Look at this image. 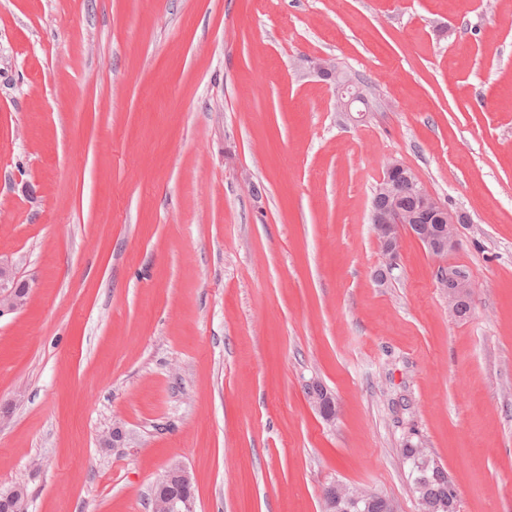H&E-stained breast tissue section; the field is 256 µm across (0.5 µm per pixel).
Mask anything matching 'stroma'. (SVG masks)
<instances>
[{"instance_id": "1", "label": "stroma", "mask_w": 512, "mask_h": 512, "mask_svg": "<svg viewBox=\"0 0 512 512\" xmlns=\"http://www.w3.org/2000/svg\"><path fill=\"white\" fill-rule=\"evenodd\" d=\"M394 159L466 222L381 286ZM0 260L28 512H148L178 464L196 512H323L335 482L419 512L408 441L458 512H512V0H0ZM29 299V287L17 279L12 268L0 261V318L23 309ZM459 270H465L457 267ZM453 265L442 267L437 273V285L441 290L448 292V307L458 316L465 315L464 310H458L463 303L470 305L473 284L468 275L459 272ZM467 273V272H466ZM458 310V311H457ZM457 311V312H456Z\"/></svg>"}]
</instances>
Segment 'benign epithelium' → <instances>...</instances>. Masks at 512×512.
<instances>
[{
    "label": "benign epithelium",
    "mask_w": 512,
    "mask_h": 512,
    "mask_svg": "<svg viewBox=\"0 0 512 512\" xmlns=\"http://www.w3.org/2000/svg\"><path fill=\"white\" fill-rule=\"evenodd\" d=\"M307 67L320 76L331 78L336 67L320 57L304 59ZM401 183L409 185L417 197V206L406 210L390 203L383 209H373L372 224L383 257V266L390 273L397 260L404 238L417 241L437 256L455 251L459 244V228L464 223L460 215L451 213L445 204L426 191L416 173L397 159L390 161L380 178L375 196L392 199ZM437 285L448 293V308L457 311L470 303L473 284L468 275L450 265L439 269ZM29 299V287L19 281L12 268L0 261V318L23 309ZM192 477L182 466L168 469L154 484L152 512H195ZM0 509L4 512H27V494L21 485L0 489Z\"/></svg>",
    "instance_id": "7a95c632"
}]
</instances>
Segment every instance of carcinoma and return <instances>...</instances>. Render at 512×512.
I'll return each instance as SVG.
<instances>
[{"mask_svg":"<svg viewBox=\"0 0 512 512\" xmlns=\"http://www.w3.org/2000/svg\"><path fill=\"white\" fill-rule=\"evenodd\" d=\"M402 454L410 464V478L417 496L419 512H455L452 505L450 480L447 471L429 457L426 449L412 442L402 448ZM340 494V506L353 496H364L359 512H392L389 499L374 493L343 485L324 490V498Z\"/></svg>","mask_w":512,"mask_h":512,"instance_id":"1","label":"carcinoma"}]
</instances>
